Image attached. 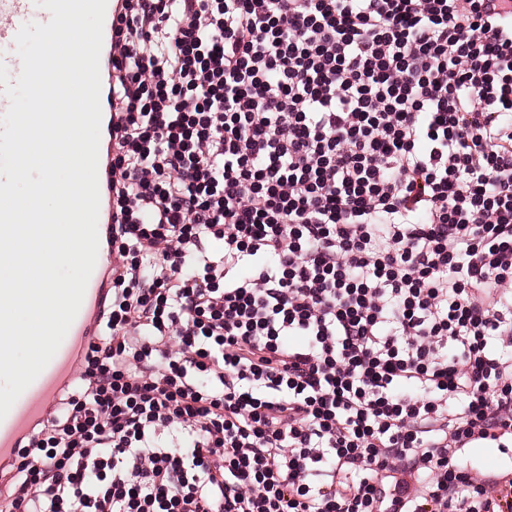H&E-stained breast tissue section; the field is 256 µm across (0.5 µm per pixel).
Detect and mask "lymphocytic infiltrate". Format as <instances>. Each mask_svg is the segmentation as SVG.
<instances>
[{
  "instance_id": "lymphocytic-infiltrate-1",
  "label": "lymphocytic infiltrate",
  "mask_w": 512,
  "mask_h": 512,
  "mask_svg": "<svg viewBox=\"0 0 512 512\" xmlns=\"http://www.w3.org/2000/svg\"><path fill=\"white\" fill-rule=\"evenodd\" d=\"M117 2L110 288L0 512H512V6Z\"/></svg>"
}]
</instances>
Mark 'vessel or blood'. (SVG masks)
<instances>
[{
    "label": "vessel or blood",
    "mask_w": 512,
    "mask_h": 512,
    "mask_svg": "<svg viewBox=\"0 0 512 512\" xmlns=\"http://www.w3.org/2000/svg\"><path fill=\"white\" fill-rule=\"evenodd\" d=\"M49 19V12L35 5L34 0H0V62L4 63L10 77H18L22 67L15 44L19 29L26 23H45ZM111 264L110 250L107 245H100L82 304L62 343L7 415L0 419V458L9 456L18 439L54 405L58 389L71 367L75 353L87 345L93 334L94 318L106 290L103 272Z\"/></svg>",
    "instance_id": "vessel-or-blood-1"
}]
</instances>
